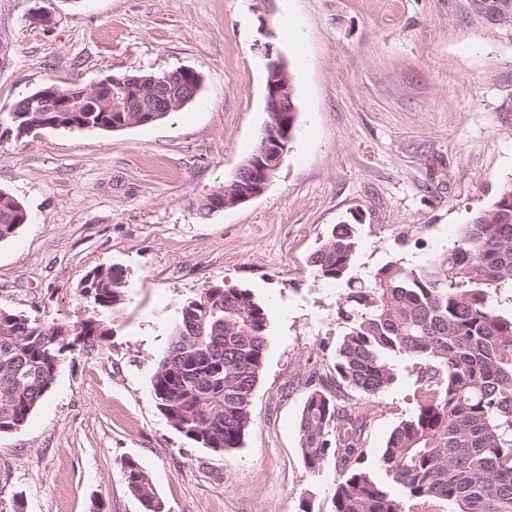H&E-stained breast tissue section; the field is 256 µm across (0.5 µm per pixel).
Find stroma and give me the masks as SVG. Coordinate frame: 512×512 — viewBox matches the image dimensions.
<instances>
[{
	"label": "stroma",
	"instance_id": "1",
	"mask_svg": "<svg viewBox=\"0 0 512 512\" xmlns=\"http://www.w3.org/2000/svg\"><path fill=\"white\" fill-rule=\"evenodd\" d=\"M264 43L288 65L296 137L263 194L200 219L259 144ZM178 68L202 84L167 121L0 143V190L29 215L0 244V309L77 322L89 271L127 275L104 349L70 354L0 434V512H143L128 458L168 512H332L338 462L310 473L297 423L345 332L344 290L310 255L354 219L360 270L445 258L512 182V38L469 0H0V113L48 83ZM214 284L251 289L269 317L251 423L224 453L186 440L151 388L182 303ZM418 370L399 360L388 390L356 397L367 466L421 404Z\"/></svg>",
	"mask_w": 512,
	"mask_h": 512
}]
</instances>
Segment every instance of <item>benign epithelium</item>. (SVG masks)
I'll return each mask as SVG.
<instances>
[{"label": "benign epithelium", "mask_w": 512, "mask_h": 512, "mask_svg": "<svg viewBox=\"0 0 512 512\" xmlns=\"http://www.w3.org/2000/svg\"><path fill=\"white\" fill-rule=\"evenodd\" d=\"M267 59L266 106L265 111L273 118L266 124L272 132L265 134L264 148L250 161L242 164L235 172L237 191L234 200L214 202L213 211L218 212L230 206H239L261 195L287 153L288 141L295 125L297 106L293 99L291 76L281 54L270 44L261 47ZM160 79L150 76L112 78V82L101 80L85 87L72 83L63 91L55 84H47L30 95L23 104L12 108L14 112H83L88 102L112 103L109 112H139L137 87L155 86Z\"/></svg>", "instance_id": "1"}]
</instances>
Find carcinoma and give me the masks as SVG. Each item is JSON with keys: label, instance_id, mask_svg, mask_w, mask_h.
Masks as SVG:
<instances>
[{"label": "carcinoma", "instance_id": "carcinoma-1", "mask_svg": "<svg viewBox=\"0 0 512 512\" xmlns=\"http://www.w3.org/2000/svg\"><path fill=\"white\" fill-rule=\"evenodd\" d=\"M489 25L512 35V0H470ZM119 112L0 113V142L23 125L53 120L66 129L112 131ZM29 222L25 207L0 191V243ZM355 225H334L310 260L315 273L345 285L331 385L320 378L300 412L298 437L307 469L333 454L341 462L333 512H404L391 491L411 500H445L456 512H512V184L464 225L441 261L400 259L360 272ZM82 290L92 314L77 323H46L0 309V434L23 427L54 387L70 352L101 349L110 314L125 300V270L90 271ZM269 319L252 290L204 289L186 300L151 386L157 408L190 442L214 451L242 446L251 423ZM420 365L423 404L390 433L378 459L364 461L363 421L347 409L349 393L377 396L396 379L394 360ZM127 486L144 512H166L149 477L122 462Z\"/></svg>", "mask_w": 512, "mask_h": 512}]
</instances>
